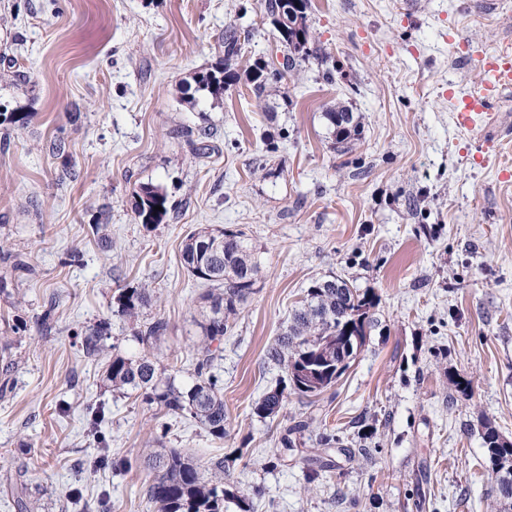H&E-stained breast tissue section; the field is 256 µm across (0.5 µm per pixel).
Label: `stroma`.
Instances as JSON below:
<instances>
[{
  "label": "stroma",
  "mask_w": 512,
  "mask_h": 512,
  "mask_svg": "<svg viewBox=\"0 0 512 512\" xmlns=\"http://www.w3.org/2000/svg\"><path fill=\"white\" fill-rule=\"evenodd\" d=\"M485 2L310 0L311 56L258 95L252 68L285 54L258 0H0V248L30 266L0 294V365L15 363L0 395V477L24 471L43 512L82 484L91 502L108 491L112 512H152L150 412L102 387L104 358L84 355L71 333L106 319L104 346L139 353L112 296L145 283L159 300L140 324H168L153 353L192 361L203 287L182 269L180 244L210 224L244 231L261 270L218 362L224 441L177 422L166 447L224 456L227 489L253 495L254 512H497L482 433L488 422L512 440V179L501 177L512 171V138L501 135L512 89L482 166L479 135L454 126L446 95L478 85L476 50L512 45V0L496 13ZM230 26L254 33L237 84L188 102L184 89L223 57ZM337 107L359 124L344 145L324 117ZM204 127L216 151L197 159L182 131ZM57 139L66 158L50 151ZM143 184L169 198L149 227L133 213ZM331 275L378 298L365 344L315 400L292 394L275 421L251 416L284 376L267 347ZM51 297L46 332L36 315ZM99 403L113 453L140 465L89 481L87 409ZM298 420L308 431L282 451ZM322 431L357 448L355 460L318 445ZM312 455L329 477L311 479Z\"/></svg>",
  "instance_id": "stroma-1"
}]
</instances>
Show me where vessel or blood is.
Wrapping results in <instances>:
<instances>
[{
	"mask_svg": "<svg viewBox=\"0 0 512 512\" xmlns=\"http://www.w3.org/2000/svg\"><path fill=\"white\" fill-rule=\"evenodd\" d=\"M480 82L456 103L454 122L460 131L473 132L491 124L494 106L504 89L512 87V49L503 48L477 56Z\"/></svg>",
	"mask_w": 512,
	"mask_h": 512,
	"instance_id": "vessel-or-blood-1",
	"label": "vessel or blood"
}]
</instances>
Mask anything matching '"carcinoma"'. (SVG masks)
<instances>
[{"instance_id": "1", "label": "carcinoma", "mask_w": 512, "mask_h": 512, "mask_svg": "<svg viewBox=\"0 0 512 512\" xmlns=\"http://www.w3.org/2000/svg\"><path fill=\"white\" fill-rule=\"evenodd\" d=\"M301 8L295 17L298 30L280 35L283 42L297 58L304 60L311 56L310 32L306 23L310 0H300ZM249 36H241L235 27L224 29V58L206 71L194 77V92L204 98L219 99L224 90L238 81V73L232 62L239 57L243 43ZM295 58V59H297ZM295 59L287 58L284 71L267 70L258 66L254 72V91L262 93L266 85L278 83L285 73L295 68ZM329 131L336 143L343 144L351 138L352 121L338 123V113H324ZM196 156L211 150L205 140L211 133L205 129L183 132ZM162 207L154 211V206ZM167 194L152 185L140 187L136 193L135 219L145 226L159 224L167 215ZM217 242V251L209 257L201 256L205 240ZM4 264L0 283L16 271L28 270V265L19 255L4 252L0 256ZM180 263L188 275L209 285L202 294L204 301L203 319L199 322L200 338L197 356L193 362L192 381H177L176 373L168 372L153 354L144 350L138 355H127L119 350L105 363L102 385L130 398L141 400L155 409L154 441L159 443L171 431L172 419H190L201 426L215 441H223L227 434L226 412L224 410V379L217 371L220 345L224 336L231 334L241 306L254 293L260 261L255 245L245 238L240 230L198 225L182 239ZM116 314L133 324L132 340L147 346L167 331V322L161 318L151 322L146 329L135 326L142 311L152 305L153 290L121 288L113 295ZM377 301L370 291L356 286L336 288L320 279L306 290L300 305L288 316L282 333L267 349V358L283 368L287 374L290 389L302 398H312L331 388L336 379V342L345 335L348 324L360 321L362 329L371 328L372 310ZM111 324L101 321L82 337L81 347L89 357H98L103 352L101 341L108 335ZM285 389L265 393L252 407V414L271 421L275 420L284 402ZM104 411L91 410L87 437L100 449L89 470L93 475L97 469L111 466L115 469H133L137 460L112 459L106 436L100 429ZM310 422L298 421L285 430L281 436L282 448L295 447L292 435L308 430ZM486 463L495 474L496 496L502 512H512V442L503 440L497 448L485 449ZM155 473L149 481L146 497L155 512H226V503L231 502L239 512H253L252 504L224 488L228 473L224 469V458L213 456L203 466L191 454L177 449L164 448L154 454ZM16 499L18 512H38L39 504L28 493L24 472L4 485Z\"/></svg>"}]
</instances>
